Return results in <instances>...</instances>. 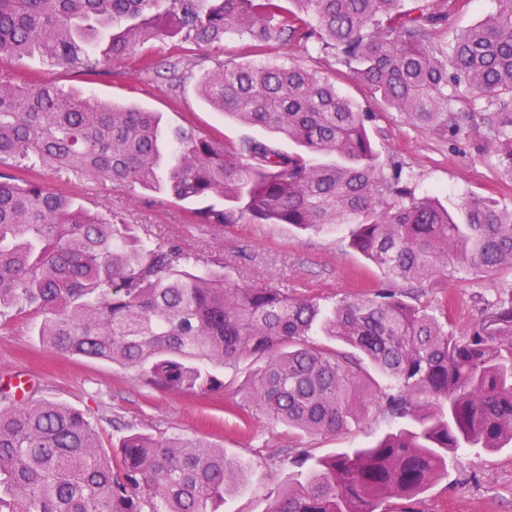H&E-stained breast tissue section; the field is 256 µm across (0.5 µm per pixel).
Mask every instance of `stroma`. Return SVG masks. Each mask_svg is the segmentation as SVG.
<instances>
[{
    "instance_id": "35a3bbf8",
    "label": "stroma",
    "mask_w": 512,
    "mask_h": 512,
    "mask_svg": "<svg viewBox=\"0 0 512 512\" xmlns=\"http://www.w3.org/2000/svg\"><path fill=\"white\" fill-rule=\"evenodd\" d=\"M263 62L300 64L330 78L339 92L370 112V139L383 168L398 164L413 177L417 192H435L449 200L465 193L493 197L512 209V181L496 156L477 147L468 135L444 139L415 128L398 112L353 80L332 58L299 43L271 46ZM0 75L20 80L50 77L63 90L81 89L101 99L134 102L160 113L165 128H190L220 143L255 138L288 152L294 143L257 126L223 116L197 95L194 79L172 90L161 76L139 71L127 57L88 72L53 68L37 57L0 60ZM51 187L74 196L91 210L138 224L151 236L222 262L224 272L242 285L269 284L330 306L341 299L383 285L384 276L349 244L351 227L301 232L285 224H196L198 204L143 189L91 182L61 174L42 173ZM453 297L448 328L467 332L483 310L512 293V272L496 274L457 271L444 281H424L414 288L415 301L428 305L441 291ZM35 315L13 316L0 329V385L23 379L40 387L42 397L85 413L103 446L118 443L126 428L154 435L202 439L223 448L241 467L240 485L224 500V512H269L275 499L296 474L288 460L292 448L311 457H327L374 443L397 427L396 419L377 407L349 430L307 435L265 419L241 422L234 409L239 387L251 368L242 361L224 369V390L206 397L171 392L149 385L136 370L107 361L54 353L43 349L33 334ZM512 512V445L493 450L461 448L448 457V472L413 501L393 496L382 512Z\"/></svg>"
}]
</instances>
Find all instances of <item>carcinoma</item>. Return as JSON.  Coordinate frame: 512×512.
<instances>
[{"mask_svg":"<svg viewBox=\"0 0 512 512\" xmlns=\"http://www.w3.org/2000/svg\"><path fill=\"white\" fill-rule=\"evenodd\" d=\"M463 2L0 0V59L38 55L93 72L177 34L178 54L144 52L139 63L180 85L198 49L230 31L258 55L312 43L416 128L442 138L486 131L481 145L512 177V0H496L493 14L448 40ZM450 88L488 108L453 111ZM196 91L303 152L177 129L165 157L155 112L100 103L49 77H0V318L35 313L46 350L133 367L174 392H220L224 367L261 359L240 387L241 410L309 434L346 429L367 401L405 421L368 448L296 453L297 479L269 512H378L385 498L413 497L444 475L449 452L512 443V295L456 336L448 295L420 306L398 289L459 269H512V210L491 198L450 206L416 194L401 168L384 173L371 116L300 65L218 60ZM35 168L178 200L224 197L223 208L195 210L197 224H351L350 246L388 287L330 308L265 284L241 287L199 270L208 265L200 256L17 176ZM368 365L389 385L365 396ZM118 448L116 471L79 409L1 386L0 512H221L240 481V466L202 440L132 430Z\"/></svg>","mask_w":512,"mask_h":512,"instance_id":"obj_1","label":"carcinoma"}]
</instances>
